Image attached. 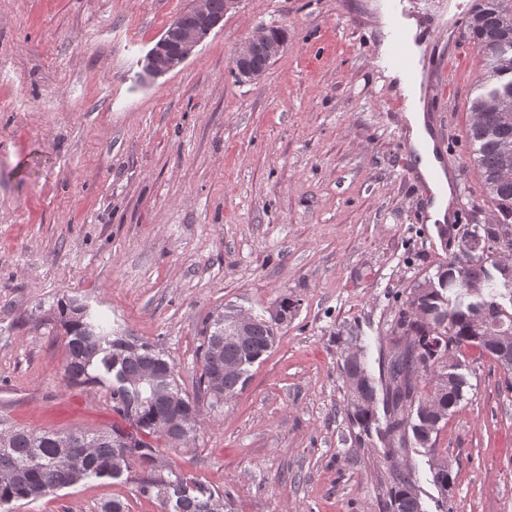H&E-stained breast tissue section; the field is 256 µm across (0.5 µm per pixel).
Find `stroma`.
Here are the masks:
<instances>
[{"label": "stroma", "mask_w": 512, "mask_h": 512, "mask_svg": "<svg viewBox=\"0 0 512 512\" xmlns=\"http://www.w3.org/2000/svg\"><path fill=\"white\" fill-rule=\"evenodd\" d=\"M389 0H241L178 69L144 59L189 0H0V424L100 432L118 422L108 382L64 378L61 297L165 351L199 398L192 438L157 440L177 470L231 512H387L391 470L411 472L424 512H512V370L466 355L471 387L434 450L390 462L353 426L341 367L393 349L410 289L453 254L425 223L400 166L401 108L375 68ZM475 0H401L424 25L425 95L452 132L454 222L492 206L470 161L469 102L483 57L466 37ZM260 28L286 42L260 80L232 57ZM445 71L436 86L437 71ZM296 303L246 386L197 393L211 314ZM447 461L441 494L430 464ZM121 479H87L11 512H160Z\"/></svg>", "instance_id": "1"}]
</instances>
